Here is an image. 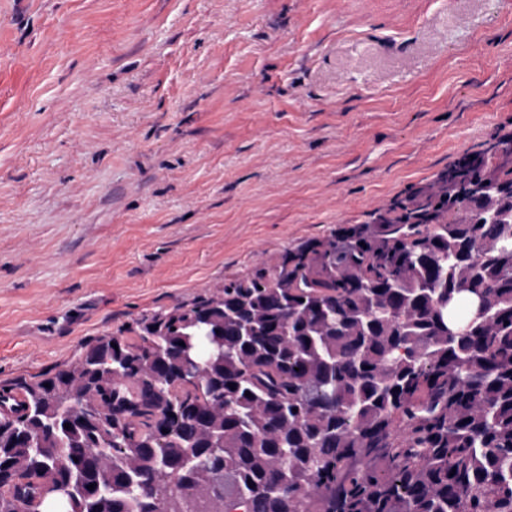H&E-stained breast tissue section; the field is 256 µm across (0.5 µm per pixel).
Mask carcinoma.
Returning <instances> with one entry per match:
<instances>
[{"label": "carcinoma", "mask_w": 512, "mask_h": 512, "mask_svg": "<svg viewBox=\"0 0 512 512\" xmlns=\"http://www.w3.org/2000/svg\"><path fill=\"white\" fill-rule=\"evenodd\" d=\"M508 156L10 384L0 512H512Z\"/></svg>", "instance_id": "cac0c4a2"}]
</instances>
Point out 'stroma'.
I'll return each mask as SVG.
<instances>
[{
    "label": "stroma",
    "instance_id": "obj_1",
    "mask_svg": "<svg viewBox=\"0 0 512 512\" xmlns=\"http://www.w3.org/2000/svg\"><path fill=\"white\" fill-rule=\"evenodd\" d=\"M510 131L501 0H0V385Z\"/></svg>",
    "mask_w": 512,
    "mask_h": 512
}]
</instances>
